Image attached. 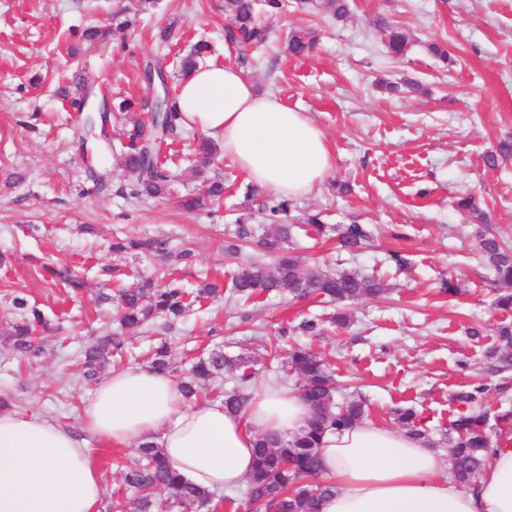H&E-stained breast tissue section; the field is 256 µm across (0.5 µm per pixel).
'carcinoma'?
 I'll use <instances>...</instances> for the list:
<instances>
[{"instance_id": "cac0c4a2", "label": "carcinoma", "mask_w": 512, "mask_h": 512, "mask_svg": "<svg viewBox=\"0 0 512 512\" xmlns=\"http://www.w3.org/2000/svg\"><path fill=\"white\" fill-rule=\"evenodd\" d=\"M287 9L284 0H262L260 4L254 0H224V13L231 21L225 40L230 45L239 46L263 43L268 38V30L259 24L258 14L264 12L272 16ZM380 26L386 33L391 53H403L408 43L407 34L384 20ZM315 43L313 32L301 28L288 37L285 51L291 56L305 55ZM208 49L206 42H197L189 54L181 58V71L186 74L195 69ZM72 87L81 97H86L85 71H74L69 85L61 88L60 95L69 98ZM179 120L180 112L166 92L154 101L152 114L136 121L127 131L121 153L129 177V194L149 198L171 195V178L161 157V147L166 141L180 136L183 126ZM193 147L199 165L192 173L199 176L219 151L214 142L204 136L195 139ZM509 157H512V140L505 138L499 141L495 151L486 155L485 164L494 167L499 160ZM223 196L224 181L213 180L202 194L179 196L177 203L187 211H194L218 203ZM292 208L293 203L289 200L266 201L256 209L261 214L262 223H252L256 212H244L237 218L234 232L224 239V252L229 256L238 254L241 242L254 239L266 252L277 257L273 271L258 263L238 269L231 279L232 295L238 301L249 303L259 293L286 289L298 298L349 304L384 291V285L375 278L348 269L331 271L319 265L308 266L301 257L288 252V243L307 227L323 235L335 233L341 248L354 251L371 237L366 225H328L322 222L320 214L308 211L293 217ZM479 248L495 281L511 287L512 245L486 229L479 235ZM112 252L147 253L158 257L163 265L171 257L165 241L130 235L114 238ZM43 270L51 280L71 289L73 295L83 291L82 282L69 269L45 264ZM116 291L115 296L101 293L99 300L104 303L116 301L117 320L132 333L158 320L161 329L169 330L172 322L180 319L192 303L202 298H219L223 294L216 283L206 282L191 294L181 288L159 284L156 276L141 278L129 287L118 285ZM13 304L19 310L18 317L9 323L5 335L14 353L21 357L42 353L36 336L51 333V324L41 310L28 305L26 299L16 297ZM498 336L500 346L490 351L488 358L494 363L495 370L508 371L512 369V326L500 327ZM122 352L123 343L112 335V327L106 326L82 351L78 364L81 381L87 386L94 385L112 356H120ZM253 363L254 359L249 356L228 355L224 348L216 346L197 359L191 375L179 384L181 393L184 398H191L196 395L200 383L227 377L233 380V386L224 391L222 403L225 409L240 412L251 399L255 377ZM151 368L165 374L174 371L166 345L155 350ZM283 368L298 377L299 390L312 409V418L307 428L290 440L271 434L257 438L254 470L238 507L250 512H318L322 497L333 491L332 484L314 481L322 475L320 440L328 430L347 427L363 419L366 403L360 396L337 399V387L330 368L323 359L303 347L288 349ZM485 393L486 386L480 382L454 393L452 399L457 416L450 423L449 431L442 434V444L448 448L452 461V476L466 486L476 481L485 462L498 447L487 432ZM394 416L409 434L424 436L414 409L396 408ZM139 453L142 462L124 475L126 485L135 493V512H161L164 508L186 504L203 508L213 500L214 493L193 486L171 470L157 445L143 443L139 445Z\"/></svg>"}]
</instances>
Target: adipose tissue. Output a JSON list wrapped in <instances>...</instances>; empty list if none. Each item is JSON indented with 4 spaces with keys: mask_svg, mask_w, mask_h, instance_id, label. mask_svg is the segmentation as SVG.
I'll list each match as a JSON object with an SVG mask.
<instances>
[{
    "mask_svg": "<svg viewBox=\"0 0 512 512\" xmlns=\"http://www.w3.org/2000/svg\"><path fill=\"white\" fill-rule=\"evenodd\" d=\"M176 105L183 124L218 137L247 180L299 199L333 168L325 132L308 113L258 92L242 69L208 64L186 75ZM311 410L295 389L267 385L245 411L186 405L175 380L150 368L109 372L78 428L39 414L0 409V512H100L101 474L82 446L158 443L166 462L197 487L234 491L250 475L260 434L289 438ZM320 457L334 489L320 512H512V443H502L476 485L444 480V458L423 438L370 419L327 432Z\"/></svg>",
    "mask_w": 512,
    "mask_h": 512,
    "instance_id": "obj_1",
    "label": "adipose tissue"
}]
</instances>
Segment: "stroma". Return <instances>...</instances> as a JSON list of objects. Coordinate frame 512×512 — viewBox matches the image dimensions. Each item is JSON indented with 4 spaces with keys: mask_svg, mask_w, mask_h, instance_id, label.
Returning <instances> with one entry per match:
<instances>
[{
    "mask_svg": "<svg viewBox=\"0 0 512 512\" xmlns=\"http://www.w3.org/2000/svg\"><path fill=\"white\" fill-rule=\"evenodd\" d=\"M132 2L0 0V251L7 254L0 266V396L9 408L77 426L91 390L78 382L75 364L92 329L112 311L96 301L102 267L130 283L158 265L151 255L113 253L114 233L160 238L174 252L192 249L191 263L168 262L175 285L188 292L206 277L232 273L239 262L275 267L273 256L251 244L237 262L224 254V231L246 205L248 188L230 159L220 158L198 178L191 174L195 154L188 141L164 149L175 193L223 180L224 201L210 213L116 193L125 181V133L146 116L155 96L142 76L145 63L165 56L169 89L177 91L182 55L205 38L211 61L242 67L260 91L308 112L329 138L333 168L320 189L296 200L298 211L374 231L354 253L336 240L301 233L298 254L310 264L379 278L386 290L347 305L346 327L304 337L296 326L336 313V305L285 291L246 306L229 294L204 299L167 334L121 331L130 356L112 359L111 368L149 366L153 346L164 339L178 371L221 346L256 357V385L294 388L296 376L283 374L280 365L289 344L298 341L329 361L343 394L367 399L371 419L390 425L394 408H415L435 442L455 417L452 394L470 382L490 385L491 414L512 411V389L498 391L501 382L512 386V370L494 374L486 357L498 344L499 328L512 325V311L494 308V276L478 246L485 223L512 241V159L494 169L483 163L500 140L512 138V0H350L343 21L314 0L307 13L266 18L267 44L240 47L224 41L229 21L223 0H159L152 14L139 15L106 47L82 40L84 27H111L113 11ZM383 19L407 33L404 56L389 53L378 29ZM172 23L180 40L162 47L159 32ZM302 25L316 31L318 43L308 55L289 56L284 42ZM433 42L447 44L452 64L442 66L430 54ZM75 62L95 96L135 103L110 126L113 151L104 166L114 192L105 198L86 176L82 122L55 94ZM406 79L418 81L422 94L401 97L382 87ZM345 182L351 192H341ZM462 195L479 202L484 219L457 208ZM392 251L406 258L404 270L388 263ZM47 262L84 278L80 298L70 299L66 288L44 277ZM448 280L457 293L444 292ZM17 296L42 309L56 329L43 353L30 360L15 357L3 335L15 318ZM87 450L102 475L103 505L130 500L123 475L139 459L137 446L115 448L92 438Z\"/></svg>",
    "mask_w": 512,
    "mask_h": 512,
    "instance_id": "stroma-1",
    "label": "stroma"
}]
</instances>
